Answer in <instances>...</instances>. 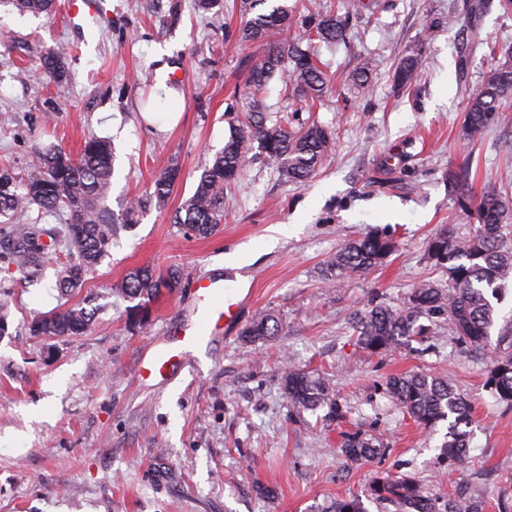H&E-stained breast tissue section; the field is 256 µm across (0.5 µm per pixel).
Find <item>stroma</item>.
<instances>
[{"instance_id":"1","label":"stroma","mask_w":512,"mask_h":512,"mask_svg":"<svg viewBox=\"0 0 512 512\" xmlns=\"http://www.w3.org/2000/svg\"><path fill=\"white\" fill-rule=\"evenodd\" d=\"M468 2L377 0L345 43H314L332 92L312 111H296L292 86L275 74L263 93L268 116L290 111L294 123L322 125L333 149L304 183L255 158L208 238L173 216L223 148L228 108L246 111V78L268 42L241 41L239 11L201 14L194 0H89L76 14L55 0L47 18L0 5V167L22 175L35 146L75 157L89 137L109 138L117 215L168 165L181 170L163 206L118 228L81 291L64 298L55 286L65 252L50 255L35 283L0 262V512H322L353 495L367 512H396L369 496L387 475L414 479L435 512L470 486L484 512H512V406L486 384L488 354L457 343L442 318L427 319L423 343L380 353L363 349L350 325L355 311L403 306L414 288H447L427 243L441 229L465 238L478 225L449 192L450 169L470 160L471 196L491 179L512 198V102L483 134L462 130L468 97L512 43V12L483 0L471 20ZM412 45L424 65L404 89L393 73ZM57 46L72 52L53 81L37 55ZM364 58L373 68L365 95L349 79ZM177 71L182 81L170 83ZM169 89L183 115L164 130L141 114L168 111ZM362 232L394 242L387 263L325 280L327 259ZM238 249L251 256L239 273L254 294L227 340L174 381L138 379L157 338L189 317L192 281L233 277L224 257ZM145 264L177 267L182 280L139 322L115 287ZM86 300L96 315L85 334H33L41 314ZM264 313L278 318V335L245 342L243 329ZM291 367L327 379L334 406H293L283 388ZM414 372L453 381L469 401L465 467L437 462L447 421L423 430L389 396L391 377ZM354 433L379 440L382 454L348 461L341 444Z\"/></svg>"}]
</instances>
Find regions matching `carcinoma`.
I'll use <instances>...</instances> for the list:
<instances>
[{
    "instance_id": "carcinoma-1",
    "label": "carcinoma",
    "mask_w": 512,
    "mask_h": 512,
    "mask_svg": "<svg viewBox=\"0 0 512 512\" xmlns=\"http://www.w3.org/2000/svg\"><path fill=\"white\" fill-rule=\"evenodd\" d=\"M20 13L48 16L53 0H7ZM266 0H241V40L244 42L275 36L296 27L300 40L281 42L270 47L265 58L249 72L251 90L249 113L231 124L230 136L211 164L205 166L192 194L176 211L173 223L187 231L208 237L224 223V209L229 202L228 189L239 179L254 147L265 154L268 164L285 179L304 182L315 176L331 144V133L312 123L294 130L288 122L268 124L261 97L270 78L277 72L288 76L304 101H323L330 92L331 79L310 49L314 41L336 44L346 40L348 20L368 10L370 0H343V13L323 12L312 2L308 15L294 14L286 4L265 13L257 6ZM307 41V48L300 46ZM501 55L481 86L469 97L464 115L463 133L473 137L483 133L512 100V46L501 47ZM65 53L47 50L39 58L43 72L58 79L63 73ZM422 63L420 49L409 48L397 66L393 78L397 85L413 84ZM370 62L365 60L351 74V81L362 92L370 89ZM113 152L109 140L91 137L77 157L54 148L38 150L26 173L15 175L0 171V216L7 219L24 214L32 207L44 213L64 216L59 228L44 231L34 224H15L0 230V260L24 269L28 276H38L46 264V244L42 237L65 244L70 250L68 265L57 274L56 288L69 296L82 288L86 276L109 255L112 244V209L107 201L112 188ZM180 177L178 165L172 164L153 182V191L133 199L126 207L122 223H138L140 214L152 204H161L172 193ZM462 206L475 212L479 226L474 234L459 239L441 229L427 243V256L437 266L448 270V291L430 284L415 289L401 308L375 305L353 316V328L362 347L377 352L396 350L420 336L425 328L421 318L443 315L449 331L475 347L491 342L496 318L492 299L507 288L512 277V236L505 233V222L512 215L500 187L487 180L476 198H463ZM394 251V244L376 234L365 233L348 240L327 261L326 277L344 278L361 275L383 265ZM181 271L169 267L158 271L144 265L129 272L115 292L137 301L131 308L134 319L146 317L144 309L162 290L180 286ZM93 314L75 304L40 316L33 331L40 336H76L85 333ZM279 332L272 314H264L244 331L250 340L264 339ZM507 346L508 354L502 353ZM487 385L498 399L512 405V333L498 336L492 352ZM391 397L425 430L448 419V439L441 445L439 462L464 463L468 455V432L460 429L470 420L469 405L454 384L426 374H405L390 379ZM288 400L297 407L313 409L333 401V391L325 379L301 369H292L284 378ZM382 444L358 434L349 435L342 444L345 457L353 462L377 455ZM371 495L392 503L398 512H435V506L408 477L386 476L375 480ZM482 497L475 490L469 496L448 502V512H482ZM328 512H366L359 497L337 499Z\"/></svg>"
}]
</instances>
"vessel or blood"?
<instances>
[{"instance_id": "obj_1", "label": "vessel or blood", "mask_w": 512, "mask_h": 512, "mask_svg": "<svg viewBox=\"0 0 512 512\" xmlns=\"http://www.w3.org/2000/svg\"><path fill=\"white\" fill-rule=\"evenodd\" d=\"M193 294L198 303L197 319L172 326L164 347L139 361L137 373L141 379L165 378L192 366L196 349L212 344L223 325L239 318L252 291L225 287L215 278H202L194 282Z\"/></svg>"}]
</instances>
